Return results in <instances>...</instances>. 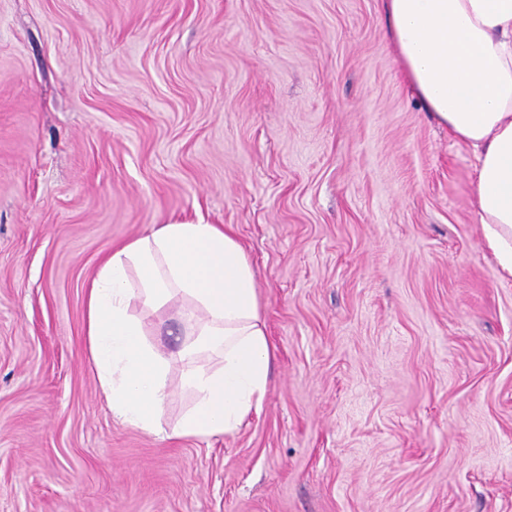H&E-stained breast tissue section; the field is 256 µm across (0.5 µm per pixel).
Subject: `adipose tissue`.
Segmentation results:
<instances>
[{
	"instance_id": "ef3b65f1",
	"label": "adipose tissue",
	"mask_w": 512,
	"mask_h": 512,
	"mask_svg": "<svg viewBox=\"0 0 512 512\" xmlns=\"http://www.w3.org/2000/svg\"><path fill=\"white\" fill-rule=\"evenodd\" d=\"M402 73L448 135L477 161L474 198L487 247L512 276V0H383ZM178 303L184 366L147 340L133 303ZM88 353L113 415L148 434L174 390L192 397L173 433L235 435L261 410L274 352L252 260L229 229L156 224L109 253L85 295Z\"/></svg>"
}]
</instances>
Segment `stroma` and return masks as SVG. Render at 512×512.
<instances>
[{"mask_svg": "<svg viewBox=\"0 0 512 512\" xmlns=\"http://www.w3.org/2000/svg\"><path fill=\"white\" fill-rule=\"evenodd\" d=\"M382 0H0V512H512V278ZM231 226L275 350L235 435L114 417L84 290Z\"/></svg>", "mask_w": 512, "mask_h": 512, "instance_id": "1", "label": "stroma"}]
</instances>
